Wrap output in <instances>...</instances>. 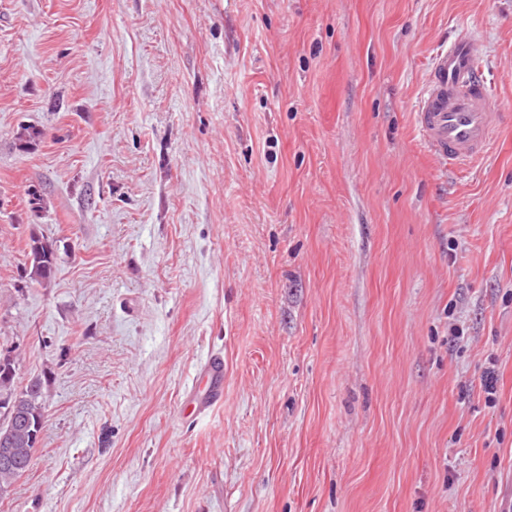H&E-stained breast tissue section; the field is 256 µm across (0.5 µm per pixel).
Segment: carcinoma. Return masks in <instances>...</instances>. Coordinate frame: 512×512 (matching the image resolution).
<instances>
[{
    "mask_svg": "<svg viewBox=\"0 0 512 512\" xmlns=\"http://www.w3.org/2000/svg\"><path fill=\"white\" fill-rule=\"evenodd\" d=\"M29 267L26 276L30 283L43 285L51 280L57 268V257L53 242L33 235L28 243ZM19 403L27 413L28 428L13 434L12 450L18 464L13 469H0V500L10 496L16 480L28 469L39 434L44 427L43 383L31 379L18 382L15 357L11 352H0V416L11 404Z\"/></svg>",
    "mask_w": 512,
    "mask_h": 512,
    "instance_id": "obj_1",
    "label": "carcinoma"
}]
</instances>
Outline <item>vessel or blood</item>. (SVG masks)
Wrapping results in <instances>:
<instances>
[{
	"label": "vessel or blood",
	"mask_w": 512,
	"mask_h": 512,
	"mask_svg": "<svg viewBox=\"0 0 512 512\" xmlns=\"http://www.w3.org/2000/svg\"><path fill=\"white\" fill-rule=\"evenodd\" d=\"M420 140L441 166H467L485 156L500 115L476 63L470 40L457 39L440 53L415 111ZM224 397V356L212 353L199 367L185 405L192 415L208 413Z\"/></svg>",
	"instance_id": "vessel-or-blood-1"
}]
</instances>
